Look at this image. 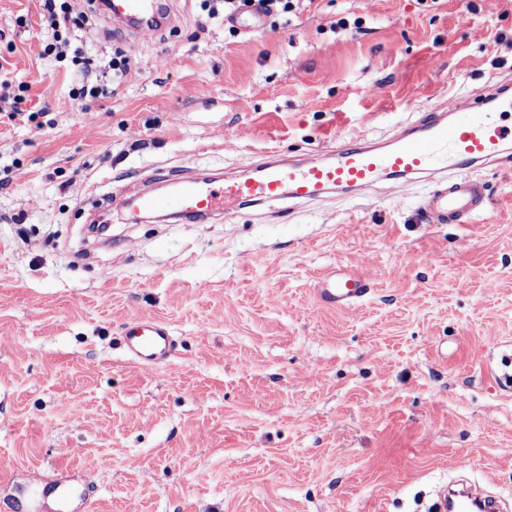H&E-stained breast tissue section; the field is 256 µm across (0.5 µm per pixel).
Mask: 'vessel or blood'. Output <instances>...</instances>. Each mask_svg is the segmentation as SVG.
<instances>
[{"label":"vessel or blood","mask_w":512,"mask_h":512,"mask_svg":"<svg viewBox=\"0 0 512 512\" xmlns=\"http://www.w3.org/2000/svg\"><path fill=\"white\" fill-rule=\"evenodd\" d=\"M107 8L113 21L135 22L139 33L158 31L167 16L166 0H109ZM511 142L512 84L505 82L483 97L466 100L455 112H427L416 126L380 145L344 140L322 158L300 164L266 161L247 175L221 182L189 176L171 193L142 194L137 201L141 210L201 223L220 213L233 216L246 206L285 199L311 202L338 191L360 193L382 180L399 189L427 180L432 188L421 207L425 222L465 224L486 201L476 170L491 164L512 171V154L506 150ZM315 293L321 305L351 307L370 295L371 280L358 271L334 269L318 279ZM125 345L143 366L175 355L169 326L154 317L131 318Z\"/></svg>","instance_id":"b4317fda"}]
</instances>
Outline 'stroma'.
Masks as SVG:
<instances>
[{"mask_svg": "<svg viewBox=\"0 0 512 512\" xmlns=\"http://www.w3.org/2000/svg\"><path fill=\"white\" fill-rule=\"evenodd\" d=\"M169 8L143 38L82 29L131 67L73 99L39 0H0V82L31 85L0 98V512H44L34 474L92 485L85 512H433L461 476L512 502L511 174L483 169L466 224L425 223L423 182L202 224L113 201L384 142L512 80V0H305L255 35ZM331 268L371 296L320 306ZM135 316L172 361L126 356ZM125 345L130 357L142 366L170 361L175 344L169 326L154 317H133L125 327Z\"/></svg>", "mask_w": 512, "mask_h": 512, "instance_id": "1", "label": "stroma"}]
</instances>
